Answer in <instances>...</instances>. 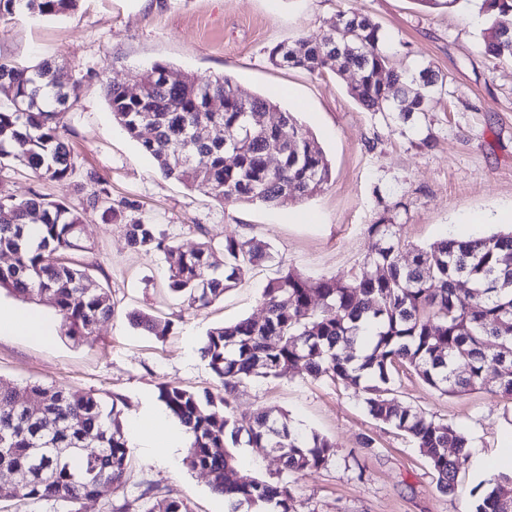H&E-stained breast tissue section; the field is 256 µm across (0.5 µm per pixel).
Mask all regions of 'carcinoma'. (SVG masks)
I'll return each mask as SVG.
<instances>
[{"mask_svg":"<svg viewBox=\"0 0 512 512\" xmlns=\"http://www.w3.org/2000/svg\"><path fill=\"white\" fill-rule=\"evenodd\" d=\"M77 0H0V18L26 15L34 21L61 19ZM479 12L493 37L485 53L512 61V0H480ZM278 67L310 73L359 74L350 95L370 112L388 110L407 120L424 111L425 95L409 96L405 71L390 66L380 26L367 16L341 13L314 38L276 44L269 51ZM168 66L153 64L137 95L106 83L115 121L151 156L168 178L187 180L221 203L277 204L283 197L313 195L331 178L322 151L292 112L259 95H243L228 78L190 75L174 82ZM425 89L444 76L425 67ZM0 162L17 160L49 181L71 178L74 164L67 140L66 114L78 90L60 84L48 61L32 68L0 62ZM224 129V138L202 135ZM276 154L278 164L269 165ZM91 189L75 210L39 193L17 200L0 193V253L13 262L0 267V290L25 301L53 300L68 335L90 339L112 316V298L88 288L83 263L69 259L82 250L79 227L86 213L107 220L135 210L118 209L105 181L87 174ZM136 252L177 255L169 268V288L190 308L203 309L235 287L245 272L271 258L253 239L226 237L217 244L207 231L188 253L159 225L132 217L122 224ZM379 244L366 258L371 272L350 280L315 281L284 269L262 293L265 315L244 318L208 331L202 354L220 382L217 393L163 384L159 400L191 439L185 464L211 477L212 490L238 512H294L291 484L239 475L229 450L241 436L256 455L276 450L285 470H319L337 455L336 444L318 434L270 419L265 410L239 414L233 403L237 384L250 377L286 378L302 366L314 378L340 383L360 397L376 421L404 432L436 476V488L453 494L458 474L470 458L469 441L451 425L394 396L397 368L408 366L442 395L485 390L512 400V231L468 240L442 239L415 247L402 260L403 245L392 224H372ZM224 268L211 262L216 249ZM317 310L309 312L312 296ZM133 325L163 336L170 323L150 314ZM130 447L117 403L104 406L92 392L74 393L54 385L10 386L0 381V471L29 474L26 481L0 486V502L63 501L92 498L103 486L127 482ZM512 471L478 483L474 512H512ZM139 512H191L179 499L146 489Z\"/></svg>","mask_w":512,"mask_h":512,"instance_id":"obj_1","label":"carcinoma"}]
</instances>
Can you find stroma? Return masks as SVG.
I'll use <instances>...</instances> for the list:
<instances>
[{
	"mask_svg": "<svg viewBox=\"0 0 512 512\" xmlns=\"http://www.w3.org/2000/svg\"><path fill=\"white\" fill-rule=\"evenodd\" d=\"M342 11L380 25L393 67L415 73L428 66L444 74L423 112L405 121L394 112L362 109L347 90L358 78L354 71L339 77L270 63L271 47L319 35ZM487 35L484 19L465 6L429 9L416 0H80L61 20L1 18L0 61H51L63 82L79 85L80 96L67 116L71 178L40 181L13 162L0 170V190L19 199L36 190L76 207L77 187L93 171L113 201L136 202L138 217L161 225L181 251L195 249L204 228L218 242L255 239L271 257L195 311L167 289L171 257L133 252L120 225L87 214L86 249L76 258L87 265L91 287L111 296V318L94 340L77 342L50 302L25 303L53 333L40 339L0 335V380L91 390L107 403L117 396L126 419L159 410L160 384L216 391L219 382L200 353L206 333L243 317L262 318V291L278 265L312 280L352 278L378 244L369 225L384 218L412 246L504 229L501 217L512 211V62L484 54ZM156 62L167 64L174 80L225 76L242 93L281 109L301 102L298 119L330 161L331 181L313 196L266 207L223 205L165 177L115 122L104 92L109 81L138 90ZM137 311L169 322L168 333L159 338L135 329L130 316ZM396 389L400 399L468 438L472 457L456 495L437 492L434 474L407 435L372 419L351 390L312 378L302 367L287 379L244 381L235 406L241 413L265 408L271 418L288 416L296 428L330 438L335 460L289 476L279 452L257 456L242 443L235 450L240 470L268 481L290 478L295 512H473L471 491L489 474L488 459L512 448V407L486 391L440 394L409 370ZM364 434L372 448L360 447ZM186 454L183 448L132 447L125 486L82 501L80 512H107L108 503L149 486L184 499L193 512H227L208 476L186 467Z\"/></svg>",
	"mask_w": 512,
	"mask_h": 512,
	"instance_id": "35a3bbf8",
	"label": "stroma"
}]
</instances>
